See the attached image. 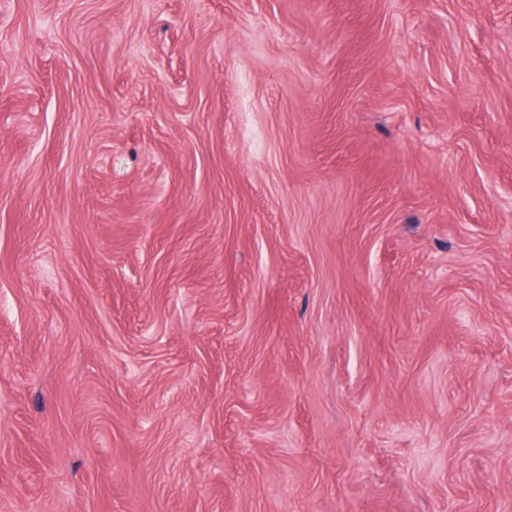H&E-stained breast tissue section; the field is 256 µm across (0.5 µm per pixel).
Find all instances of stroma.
<instances>
[{
  "label": "stroma",
  "instance_id": "1",
  "mask_svg": "<svg viewBox=\"0 0 512 512\" xmlns=\"http://www.w3.org/2000/svg\"><path fill=\"white\" fill-rule=\"evenodd\" d=\"M0 512H512V0H0Z\"/></svg>",
  "mask_w": 512,
  "mask_h": 512
}]
</instances>
